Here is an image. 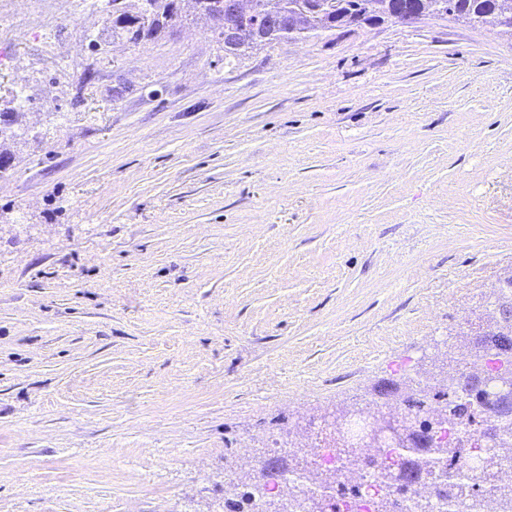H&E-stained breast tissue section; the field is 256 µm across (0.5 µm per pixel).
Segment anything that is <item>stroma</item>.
I'll list each match as a JSON object with an SVG mask.
<instances>
[{
    "label": "stroma",
    "instance_id": "stroma-1",
    "mask_svg": "<svg viewBox=\"0 0 512 512\" xmlns=\"http://www.w3.org/2000/svg\"><path fill=\"white\" fill-rule=\"evenodd\" d=\"M0 17V512H242L279 439L455 377L512 274V38L364 24L224 61L181 0ZM110 43L100 56L89 39ZM125 0H107V19L112 23L113 36L125 43L137 44L144 39L157 38L167 28L170 22L178 17L177 0H145L147 7L154 17V24L143 31L137 15L129 14L123 9Z\"/></svg>",
    "mask_w": 512,
    "mask_h": 512
}]
</instances>
